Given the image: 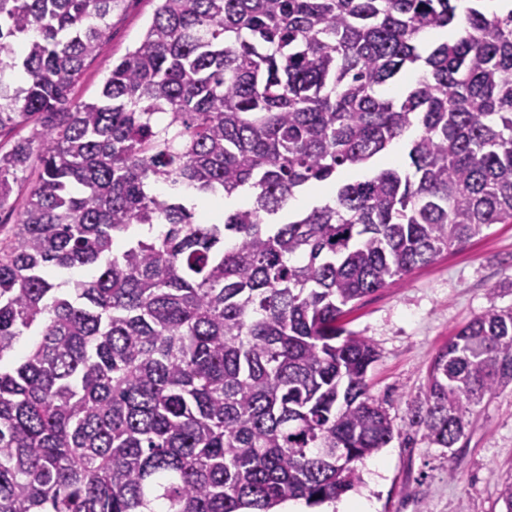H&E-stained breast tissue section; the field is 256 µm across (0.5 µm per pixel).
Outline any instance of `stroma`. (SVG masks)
<instances>
[{"label": "stroma", "instance_id": "35a3bbf8", "mask_svg": "<svg viewBox=\"0 0 512 512\" xmlns=\"http://www.w3.org/2000/svg\"><path fill=\"white\" fill-rule=\"evenodd\" d=\"M157 5L158 0H124L72 91L75 99L99 98L113 62L140 41ZM509 307L512 224H494L366 296L345 316L347 329L377 350L370 392L388 400L400 431L379 455L356 464L362 483L352 495L369 501L373 512H502L497 478L512 470V387L479 406L466 437L451 450L408 430L407 407L425 389L432 359L461 325L489 309Z\"/></svg>", "mask_w": 512, "mask_h": 512}]
</instances>
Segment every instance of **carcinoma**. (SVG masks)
<instances>
[{
  "instance_id": "carcinoma-1",
  "label": "carcinoma",
  "mask_w": 512,
  "mask_h": 512,
  "mask_svg": "<svg viewBox=\"0 0 512 512\" xmlns=\"http://www.w3.org/2000/svg\"><path fill=\"white\" fill-rule=\"evenodd\" d=\"M123 2L0 0V139L28 130L0 144V512L332 502L395 431L343 317L512 224V9L158 0L77 101ZM403 138L408 168L375 169ZM510 385L512 309L492 308L433 358L408 425L451 449Z\"/></svg>"
}]
</instances>
